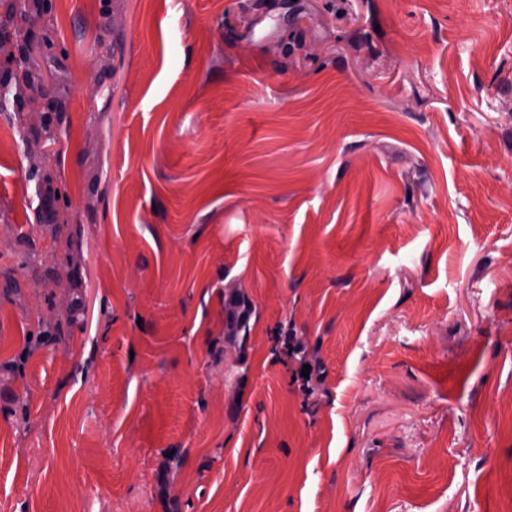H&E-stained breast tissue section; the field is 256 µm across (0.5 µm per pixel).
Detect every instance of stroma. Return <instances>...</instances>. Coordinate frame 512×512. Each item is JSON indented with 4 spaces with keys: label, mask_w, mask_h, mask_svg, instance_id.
Segmentation results:
<instances>
[{
    "label": "stroma",
    "mask_w": 512,
    "mask_h": 512,
    "mask_svg": "<svg viewBox=\"0 0 512 512\" xmlns=\"http://www.w3.org/2000/svg\"><path fill=\"white\" fill-rule=\"evenodd\" d=\"M26 2L0 512H512V0ZM282 353L288 358V361H292L297 364L296 369L292 370V379L294 382H300L299 387L305 395H311L314 391L310 384L314 369L316 372L319 371V366L316 365L314 368L312 363L308 359L307 351L301 339L296 336L289 334L285 336L283 342ZM304 365L310 366L309 378H305L301 375Z\"/></svg>",
    "instance_id": "stroma-1"
}]
</instances>
